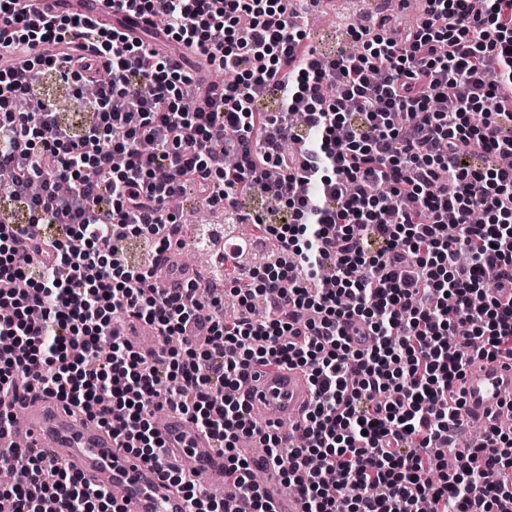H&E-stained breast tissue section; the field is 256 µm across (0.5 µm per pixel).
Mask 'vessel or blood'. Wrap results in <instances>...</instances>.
Listing matches in <instances>:
<instances>
[{
  "label": "vessel or blood",
  "mask_w": 512,
  "mask_h": 512,
  "mask_svg": "<svg viewBox=\"0 0 512 512\" xmlns=\"http://www.w3.org/2000/svg\"><path fill=\"white\" fill-rule=\"evenodd\" d=\"M70 8L99 23L112 17L110 0H70ZM193 278V272L180 267L177 254L171 253L157 283L162 288H182ZM114 328L136 350L156 352V338L142 322L126 317ZM241 395L257 431L280 434L287 444L299 439L313 397L306 371L287 366L256 367L244 382ZM511 406L512 358L500 355L492 361L481 359L467 368L462 380L461 420L497 425ZM19 409L29 444L93 484L120 488L121 512H188L184 496L162 481L158 467L120 449L111 431L87 414L42 395L26 398ZM158 430L165 442L164 464L190 461L205 494L228 484L223 455L210 436L186 416L166 410Z\"/></svg>",
  "instance_id": "vessel-or-blood-1"
}]
</instances>
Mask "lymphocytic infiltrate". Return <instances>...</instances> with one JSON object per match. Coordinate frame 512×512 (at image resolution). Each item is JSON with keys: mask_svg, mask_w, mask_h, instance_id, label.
<instances>
[{"mask_svg": "<svg viewBox=\"0 0 512 512\" xmlns=\"http://www.w3.org/2000/svg\"><path fill=\"white\" fill-rule=\"evenodd\" d=\"M427 3L390 37L348 27L357 49L338 56L305 44L294 0H112L103 25L0 0V188L28 214L0 224V278L22 283L0 293L14 310L0 399L57 397L147 464L163 458L154 412L174 407L228 454L248 512H275L239 452L250 414L224 390L257 366L300 367L315 390L304 436L261 446L305 512H512V430L440 447L465 366L512 356V0ZM130 8L230 81L200 90ZM49 70L83 99L80 134L48 102L14 108ZM268 95L278 111L258 109ZM253 193L269 202L251 220L277 249L271 275L234 286L237 315L186 339L221 300L156 284L152 257L181 242L167 204L194 194L242 223ZM130 238L147 263L127 262ZM119 313L183 337V356L135 350ZM351 331L370 345L351 350ZM12 458V512L116 503L31 448Z\"/></svg>", "mask_w": 512, "mask_h": 512, "instance_id": "obj_1", "label": "lymphocytic infiltrate"}]
</instances>
